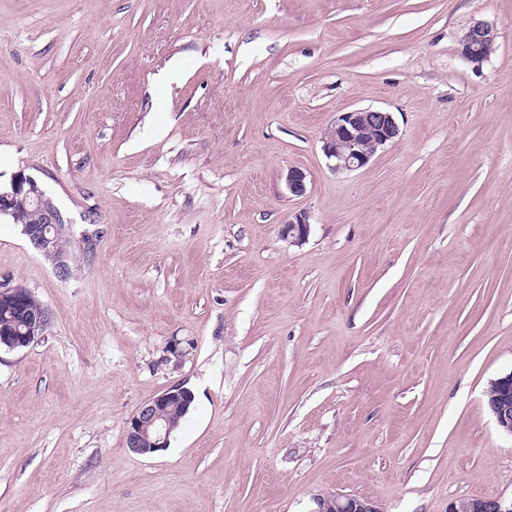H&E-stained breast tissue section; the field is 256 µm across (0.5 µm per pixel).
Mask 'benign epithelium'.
I'll return each mask as SVG.
<instances>
[{
    "mask_svg": "<svg viewBox=\"0 0 512 512\" xmlns=\"http://www.w3.org/2000/svg\"><path fill=\"white\" fill-rule=\"evenodd\" d=\"M496 33L485 24L473 25L463 35L461 55L479 64L491 52ZM399 128L389 112L373 109H354L340 113L322 136V150L336 172H352L367 166L377 152L393 142ZM285 186L293 196L307 193L306 174L290 169ZM33 207L40 214V223L25 224L22 234L30 245L53 267L56 275H70L69 255L59 243L69 237V225L53 203L40 181L16 172L9 188L0 190V217L15 216L17 209ZM310 231L309 215L301 212L286 222L281 237L293 245L306 241ZM0 311L18 314L23 321L11 328H0V344L13 349L28 345L45 335L51 323L49 309L35 302L33 294L21 286L0 288ZM487 406L497 428L512 436V371L493 381L486 391ZM192 400L189 389L176 385L158 396L143 402L126 423V445L140 456H153L168 448L178 423L169 414L171 403ZM313 512H384L372 498L331 494L315 498ZM448 512H512V498H468L450 504Z\"/></svg>",
    "mask_w": 512,
    "mask_h": 512,
    "instance_id": "1",
    "label": "benign epithelium"
}]
</instances>
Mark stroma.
<instances>
[{
  "label": "stroma",
  "instance_id": "35a3bbf8",
  "mask_svg": "<svg viewBox=\"0 0 512 512\" xmlns=\"http://www.w3.org/2000/svg\"><path fill=\"white\" fill-rule=\"evenodd\" d=\"M355 108L400 135L339 174L321 137ZM21 170L72 276L0 221V283L51 313L0 348V512L512 496L486 405L512 371V0H0V182ZM179 384L168 448L132 453ZM496 33L488 25L477 23L463 35L461 55L471 63H481L491 52ZM309 231V215L307 212H300L282 226L281 237L293 245H299L306 241ZM192 399L188 388L176 385L143 402L126 423L127 448L146 457L168 448L170 437L178 426L177 421L169 414V406L175 401L188 402ZM192 402L193 400L189 404L180 403L171 407L179 421L187 414Z\"/></svg>",
  "mask_w": 512,
  "mask_h": 512
}]
</instances>
